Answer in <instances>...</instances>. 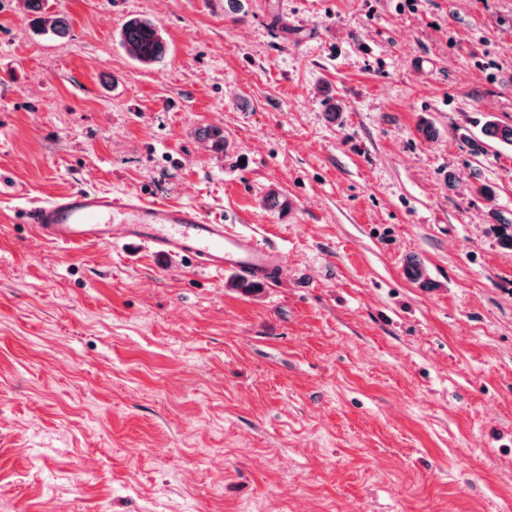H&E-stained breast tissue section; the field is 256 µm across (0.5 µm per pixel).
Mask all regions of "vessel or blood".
<instances>
[{
  "label": "vessel or blood",
  "mask_w": 512,
  "mask_h": 512,
  "mask_svg": "<svg viewBox=\"0 0 512 512\" xmlns=\"http://www.w3.org/2000/svg\"><path fill=\"white\" fill-rule=\"evenodd\" d=\"M20 220L54 246L102 245L119 238L156 255L182 256L211 273L235 272L250 283L272 281L283 261L280 252L212 222L195 206L169 205L140 194L76 188L23 208Z\"/></svg>",
  "instance_id": "vessel-or-blood-1"
}]
</instances>
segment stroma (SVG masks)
<instances>
[{
	"instance_id": "35a3bbf8",
	"label": "stroma",
	"mask_w": 512,
	"mask_h": 512,
	"mask_svg": "<svg viewBox=\"0 0 512 512\" xmlns=\"http://www.w3.org/2000/svg\"><path fill=\"white\" fill-rule=\"evenodd\" d=\"M46 11L68 36L0 0V512H512V146L481 133L512 124V0ZM78 187L196 206L282 266L246 293L20 222ZM120 36L127 53L142 65L157 64L166 56V42L157 26L149 19H129L122 26Z\"/></svg>"
}]
</instances>
